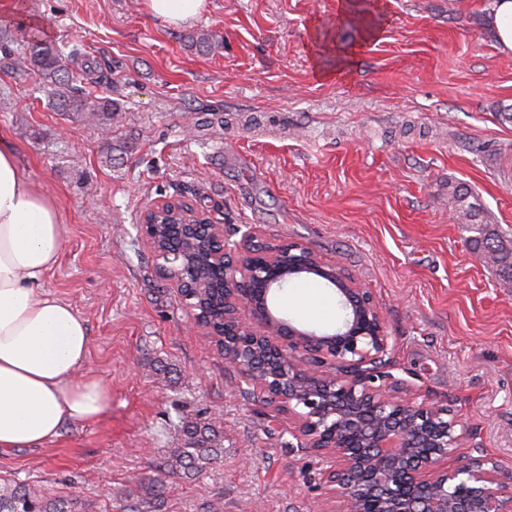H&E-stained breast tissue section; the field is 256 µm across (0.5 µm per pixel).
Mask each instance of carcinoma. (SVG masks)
<instances>
[{
  "label": "carcinoma",
  "instance_id": "obj_1",
  "mask_svg": "<svg viewBox=\"0 0 512 512\" xmlns=\"http://www.w3.org/2000/svg\"><path fill=\"white\" fill-rule=\"evenodd\" d=\"M29 51V71L42 83L51 87V106L59 112L76 116L101 127L112 128V116L119 107L109 96L78 86L79 74L72 64L80 50L68 52L50 48L33 36L26 40ZM472 233L467 244L474 250L496 256V270L503 280H512V239L499 235L488 224H474L466 227ZM207 303V317L219 330H224V312L221 294L214 287L204 289ZM183 434L182 447L171 451L167 460L159 466L158 477L154 479L155 496L163 497L165 479L170 473L184 472L199 475L206 468L224 459V447L220 435L210 424L184 422L180 425ZM0 512H87L75 498L52 496L34 488L24 480H14L0 485Z\"/></svg>",
  "mask_w": 512,
  "mask_h": 512
}]
</instances>
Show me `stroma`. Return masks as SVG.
I'll use <instances>...</instances> for the list:
<instances>
[{"label": "stroma", "instance_id": "35a3bbf8", "mask_svg": "<svg viewBox=\"0 0 512 512\" xmlns=\"http://www.w3.org/2000/svg\"><path fill=\"white\" fill-rule=\"evenodd\" d=\"M22 2L43 42L87 52L120 106L103 135L0 56V136L66 228L46 287L85 319L86 367L112 403L51 444L0 452V484L126 512L180 447L184 417L223 429L224 460L169 477L160 512H335L328 458L301 447L158 276L139 218L167 199L231 243L250 227L300 241L369 288L393 345L375 385L447 406L512 483V288L448 204L449 184L464 185L512 239V55L481 24L489 0H370L368 40L340 0H206L177 29L145 0ZM317 28L350 51L346 78H319ZM201 33L211 51L189 47ZM297 288L336 294L304 274L273 292V314L334 332L340 304L308 317L286 303Z\"/></svg>", "mask_w": 512, "mask_h": 512}]
</instances>
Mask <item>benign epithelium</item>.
<instances>
[{"instance_id":"1","label":"benign epithelium","mask_w":512,"mask_h":512,"mask_svg":"<svg viewBox=\"0 0 512 512\" xmlns=\"http://www.w3.org/2000/svg\"><path fill=\"white\" fill-rule=\"evenodd\" d=\"M177 214L180 202L149 206L140 220L143 239L154 246L157 217ZM198 223L176 224L185 239L207 231L224 243V226L195 212ZM256 231L213 252L196 265L180 247L155 251L158 271L180 295L212 271L224 289V358L236 365L264 402L288 414L303 447L333 459L326 475L348 512H512V487L483 454L454 463L467 433L446 407L416 402L390 388L369 385L368 366L385 359L390 336L368 289L325 265L298 241L254 252ZM315 274L336 286L346 311L334 333L299 329L273 314L268 297L283 270ZM263 276L261 296L241 288Z\"/></svg>"}]
</instances>
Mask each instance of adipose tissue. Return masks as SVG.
I'll list each match as a JSON object with an SVG mask.
<instances>
[{"label": "adipose tissue", "instance_id": "1", "mask_svg": "<svg viewBox=\"0 0 512 512\" xmlns=\"http://www.w3.org/2000/svg\"><path fill=\"white\" fill-rule=\"evenodd\" d=\"M483 27L512 54V0H491ZM63 238L53 201L1 139L0 450L40 447L67 425L98 421L112 402L109 385L85 369V320L44 287Z\"/></svg>", "mask_w": 512, "mask_h": 512}]
</instances>
